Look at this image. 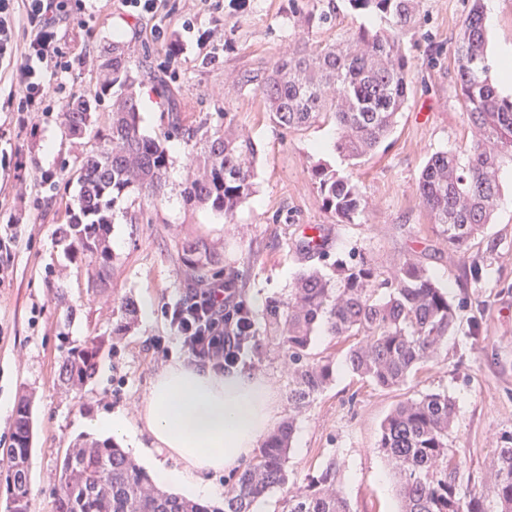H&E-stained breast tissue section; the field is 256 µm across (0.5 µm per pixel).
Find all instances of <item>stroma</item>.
<instances>
[{
	"label": "stroma",
	"instance_id": "obj_1",
	"mask_svg": "<svg viewBox=\"0 0 512 512\" xmlns=\"http://www.w3.org/2000/svg\"><path fill=\"white\" fill-rule=\"evenodd\" d=\"M333 2L336 18L306 34L296 25V0H159L150 12L128 10L123 0H86L85 11L60 25L73 70L52 84L44 111L25 127L19 124L20 65L0 68V156L18 152L26 164L22 171L0 166V224L11 220L25 227L13 275L0 286V396L31 400V512H53L61 462L83 435L84 420L117 408L135 415L154 375L185 359L164 308L187 293L182 245L188 240L217 247L259 316L268 301L286 298L303 272L337 280V258L355 252L386 278L408 257L424 266L447 291L457 324L405 385L384 389L362 381L345 364L346 343L320 330L309 356L332 359L335 373L301 410L288 401V355L280 345L267 344L260 357L243 358L240 366L268 379L278 416L295 420L289 475L301 485L336 464L352 512H398L396 477L378 449L381 425L404 399L447 394L455 403L449 445L464 479L481 491L484 512H498L485 487L503 436L512 434V166L500 172L491 224L463 255L436 234L416 191L433 153L462 150L479 136L467 119L452 54L472 0H421V26L404 40L408 100L390 136L355 161L336 148L320 149L321 141L338 137L331 117L296 129L278 127L255 80L301 35L336 42L363 26H385L380 17L351 10L346 0ZM116 42L127 49L131 66L143 61L153 73L139 88L147 103L140 111L142 132H164L176 101L185 109L187 127L232 126L256 145V194L230 220L186 201L187 146L183 137L171 138L162 202L151 206L138 194L119 202L107 231L108 276L93 291L85 271L57 245L56 231L75 205L82 159L109 122L112 94L102 88L100 64ZM437 46L443 49L438 58ZM245 74L253 82L240 84ZM82 89L99 102L90 127L76 138L60 115L72 91ZM319 162L359 181L366 207L352 222L324 209L311 178ZM314 224L322 227L325 245L307 254L299 243L304 228ZM467 263L482 267L479 283H466ZM128 299L137 308L129 323L121 311ZM63 332L77 341L101 342L99 371L70 394L58 381Z\"/></svg>",
	"mask_w": 512,
	"mask_h": 512
}]
</instances>
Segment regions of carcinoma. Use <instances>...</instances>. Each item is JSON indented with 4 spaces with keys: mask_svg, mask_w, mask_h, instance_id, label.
Instances as JSON below:
<instances>
[{
    "mask_svg": "<svg viewBox=\"0 0 512 512\" xmlns=\"http://www.w3.org/2000/svg\"><path fill=\"white\" fill-rule=\"evenodd\" d=\"M323 0H308L302 19L307 27L330 22ZM355 11L385 19L387 27L359 30L350 42L314 44L301 37L287 54L266 65L261 94L266 111L283 128L315 122L330 113L338 130L337 149L356 160L373 151L392 132L395 118L410 90L409 60L404 37L415 30L419 0H347ZM456 76L472 123L481 138L463 153L433 154L417 183V192L448 246L464 254L471 241L491 222L499 197L498 174L512 164V98L501 96L490 73L484 11L474 0L453 46ZM102 68L114 88L112 116L95 134L77 178L76 207L58 229L56 242L85 268L90 288L100 287L112 252L107 241L116 204L132 191L153 202L161 200L170 159L165 142L184 133L181 113L172 117L160 137L140 130L136 78L124 46L112 45ZM94 100L81 92L63 108L68 133L86 131ZM191 144L193 174L184 189L187 200L206 205L232 219L235 210L255 193L256 147L250 137L221 127L203 148ZM311 175L328 211L349 220L365 208L358 183L339 176L325 164ZM182 263L194 284L224 275V311L239 322L247 354L262 348L254 310L236 291L237 272L221 266L215 248L203 241L183 247ZM342 286L334 288L316 272L300 275L284 299L266 306V334L288 352L291 384L288 399L299 410L323 391L333 375L332 362L311 360L307 350L314 329L322 325L336 337L359 336L345 361L354 375L381 388H399L434 357L456 325L448 294L419 263L408 259L391 279L378 280L372 263H339ZM380 288L384 295H377ZM95 339L69 343L59 369L66 389L83 386L94 374ZM454 403L446 394L427 393L401 402L385 419L378 444L400 481L401 512H483L481 497L465 483L448 436ZM293 422L271 432L254 457L225 483L224 501L204 504L158 487L115 443L85 439L69 449L54 488V512H254V505L273 488L288 484L285 468ZM32 447L30 404L17 409L9 444L0 448L9 495L6 512H30L29 459ZM336 463L309 479L305 488L290 492L283 512H352L337 485ZM490 492L500 512H512V435L496 449Z\"/></svg>",
    "mask_w": 512,
    "mask_h": 512,
    "instance_id": "obj_1",
    "label": "carcinoma"
}]
</instances>
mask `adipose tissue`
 I'll return each mask as SVG.
<instances>
[{
	"instance_id": "adipose-tissue-1",
	"label": "adipose tissue",
	"mask_w": 512,
	"mask_h": 512,
	"mask_svg": "<svg viewBox=\"0 0 512 512\" xmlns=\"http://www.w3.org/2000/svg\"><path fill=\"white\" fill-rule=\"evenodd\" d=\"M276 422L275 393L262 375L177 360L155 374L135 417L118 410L89 427L123 438L158 484L209 500L223 492L216 476L249 458Z\"/></svg>"
}]
</instances>
